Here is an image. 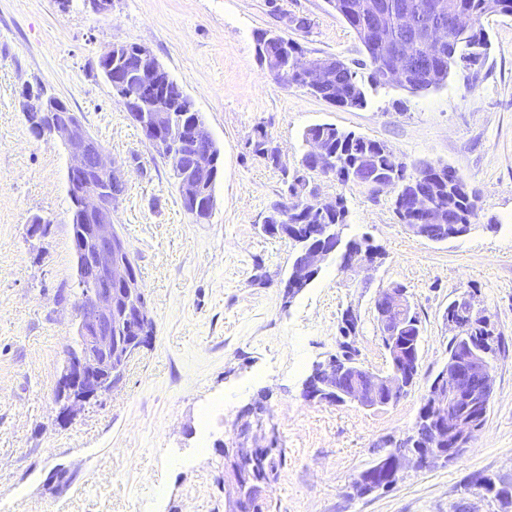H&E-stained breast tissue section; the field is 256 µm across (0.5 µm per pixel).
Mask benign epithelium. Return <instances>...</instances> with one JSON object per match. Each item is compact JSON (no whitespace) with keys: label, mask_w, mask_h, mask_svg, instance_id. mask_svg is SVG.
Wrapping results in <instances>:
<instances>
[{"label":"benign epithelium","mask_w":512,"mask_h":512,"mask_svg":"<svg viewBox=\"0 0 512 512\" xmlns=\"http://www.w3.org/2000/svg\"><path fill=\"white\" fill-rule=\"evenodd\" d=\"M370 24L361 30V41L366 56L382 74L384 81L400 86L407 83L409 71L424 73L412 83L414 93L431 88L429 81L437 73L427 68L433 61L446 58L448 44V2L421 6L414 0H369ZM270 35L282 43V55L270 57L261 46H256L260 63L278 82L288 84V70L299 75L297 87L308 92L331 91L335 78L346 67L339 57H312L301 45L279 33ZM118 55L113 46L98 59V67L111 85L129 119L142 130L167 161L178 191L189 214L198 223L205 222L217 207V198L207 196L206 186L215 178V156L211 151L214 139L203 117L197 116L187 124L173 125L172 114L164 99L169 97L172 76L154 55L139 46L133 55L139 70L130 73L113 67L112 58ZM143 81L154 88V95L143 96L133 90ZM176 92H182L177 87ZM25 112L38 136H53L71 150L73 162L67 172V187L81 220L79 231L72 238L73 251L83 257L79 266L80 279L96 283L85 298L76 322L78 342L82 353L65 363L57 388L67 397L65 416L115 388L120 382L122 367L147 339L149 313L142 288L133 270L128 242L112 224V215L118 206L113 191L125 187L122 169L112 160L107 149L94 139L81 116L68 110L66 104L45 92L25 89ZM185 140L195 151L186 155L174 149V143ZM304 164L333 177L340 183H353L377 196L392 188L397 208L410 215L406 225L415 237L430 239L429 226L440 218L438 205L428 190V178H448L449 186L465 197L474 194V188L452 167L422 163L413 172L393 185L391 178H378L367 169L342 170L327 155L322 139L311 137L306 142ZM306 196L314 209L334 212L341 196L324 199L315 189H307ZM297 210L293 198H283L267 213L263 224L268 230L283 235L293 234L295 225L288 223ZM328 244L306 246L292 262L290 281L295 287H305L321 271L325 261L339 255L344 271H371L379 267L382 257L375 251L341 247L340 237L334 232L326 236ZM375 319L382 345L389 361V370L376 372L358 358L350 360L330 358L318 364L326 377L325 391L310 397L324 402L355 404L371 410L395 404L415 387L410 368L414 364L419 331L412 330V302L406 287L396 283L382 289L374 302ZM464 327L457 318L448 315V331L460 337V348L448 355L443 369L431 382L422 398L423 424L428 434L426 451L420 452L412 441L384 454L372 466L362 471L352 483L358 496L387 491L408 467L421 468L443 460L459 459L479 430V422L460 410L464 404L489 408L494 394L495 374L484 355L472 340L463 335ZM255 453L253 448H223L224 454V512H259L265 505L271 480L252 481L243 466V457Z\"/></svg>","instance_id":"7a95c632"}]
</instances>
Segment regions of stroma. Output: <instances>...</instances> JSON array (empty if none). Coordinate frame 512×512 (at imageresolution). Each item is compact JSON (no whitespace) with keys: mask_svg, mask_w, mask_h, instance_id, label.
Segmentation results:
<instances>
[{"mask_svg":"<svg viewBox=\"0 0 512 512\" xmlns=\"http://www.w3.org/2000/svg\"><path fill=\"white\" fill-rule=\"evenodd\" d=\"M305 18L297 30L288 17ZM491 47L479 73L459 70L412 94L367 88L341 109L273 80L256 54L276 30L310 56L365 53L329 0H118L98 14L72 0H0V512H224V455L242 411L265 399L288 462L267 512H512L469 479L512 482V15L484 19ZM115 43L148 48L181 82L221 149L217 207L207 223L185 213L168 166L151 149L97 68ZM41 86L82 115L125 172L114 216L145 290L153 339L119 385L68 420L56 385L75 336L77 272L67 146L36 136L22 108ZM331 123L386 142L408 166L455 168L480 193L471 231L435 243L408 233L389 192L315 176L312 187L349 208L344 239L385 253L369 272L328 259L312 284L285 298L292 245L265 233L284 189L281 167L253 154L264 127L297 167L304 130ZM47 225L31 233L30 220ZM406 286L423 321L419 376L397 404L364 410L304 399L314 364L335 355L346 309L373 370L388 359L374 316L380 289ZM466 291L505 344L492 359L494 397L462 458L406 471L391 490L353 494L382 438L413 426L422 396L448 360L449 303ZM69 485L52 478L57 469Z\"/></svg>","mask_w":512,"mask_h":512,"instance_id":"35a3bbf8","label":"stroma"}]
</instances>
